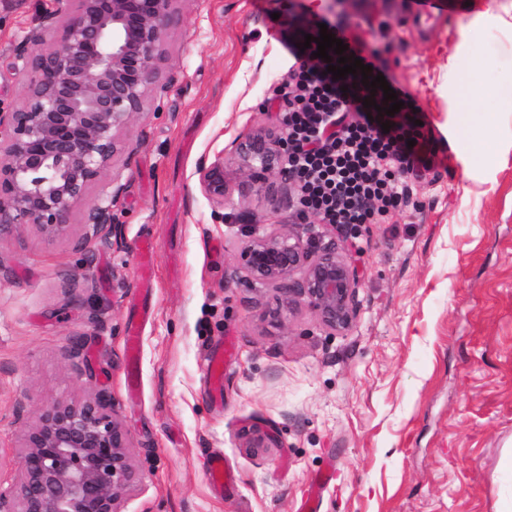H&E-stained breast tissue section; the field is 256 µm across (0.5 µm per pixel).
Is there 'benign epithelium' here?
I'll return each instance as SVG.
<instances>
[{
    "instance_id": "7a95c632",
    "label": "benign epithelium",
    "mask_w": 512,
    "mask_h": 512,
    "mask_svg": "<svg viewBox=\"0 0 512 512\" xmlns=\"http://www.w3.org/2000/svg\"><path fill=\"white\" fill-rule=\"evenodd\" d=\"M175 0H54L16 49L10 67L22 75L25 103L0 111V241L24 226L48 240L69 239L72 217L88 187L104 175L121 149L119 133L144 113L151 92L165 87L158 63L167 29L178 20ZM63 35L48 45L57 25ZM285 135L256 130L235 143L241 189L264 184L286 167ZM202 192L216 209L231 203L224 179V151L198 167ZM124 185L114 176L85 213L79 244L112 234V205ZM332 237L313 224H269L252 230L240 248L248 279L273 286L281 320L307 305L334 330L352 327L359 282L345 249L343 228ZM17 496L0 494V512H118L135 479L128 433L114 419L112 403L98 396L54 402L24 434Z\"/></svg>"
}]
</instances>
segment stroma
Returning a JSON list of instances; mask_svg holds the SVG:
<instances>
[{"label":"stroma","mask_w":512,"mask_h":512,"mask_svg":"<svg viewBox=\"0 0 512 512\" xmlns=\"http://www.w3.org/2000/svg\"><path fill=\"white\" fill-rule=\"evenodd\" d=\"M53 0H0V58ZM159 63L169 83L121 133L110 170L121 242L0 241V493L20 482L25 429L56 401L106 395L129 434L136 480L119 512H296L334 467L320 512H501L512 475V0H176ZM324 16L361 32L425 115L432 170L410 203L353 239L358 318L325 328L307 306L263 321L273 289L239 262L262 222L314 223L299 186L239 192L215 217L198 166L236 138L280 125L281 94ZM156 244L151 286L136 245ZM142 320L138 397L126 338ZM237 356L215 404L208 358ZM271 433L251 452L242 432ZM235 477L218 491L208 457Z\"/></svg>","instance_id":"obj_1"}]
</instances>
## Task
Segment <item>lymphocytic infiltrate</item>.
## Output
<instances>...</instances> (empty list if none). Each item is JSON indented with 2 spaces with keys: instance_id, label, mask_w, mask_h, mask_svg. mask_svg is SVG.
Listing matches in <instances>:
<instances>
[{
  "instance_id": "f902f5d3",
  "label": "lymphocytic infiltrate",
  "mask_w": 512,
  "mask_h": 512,
  "mask_svg": "<svg viewBox=\"0 0 512 512\" xmlns=\"http://www.w3.org/2000/svg\"><path fill=\"white\" fill-rule=\"evenodd\" d=\"M328 60L300 63L292 77L298 89L287 113L291 142L288 167L300 181L302 205L324 224H343L357 232L376 207H398L407 188L395 170L431 166L415 142L420 133L412 117L418 107L403 86L394 91L403 106L394 115L368 112L375 100L362 78L328 73Z\"/></svg>"
}]
</instances>
